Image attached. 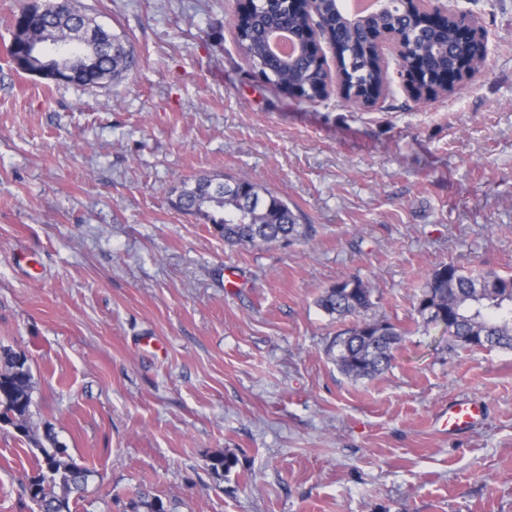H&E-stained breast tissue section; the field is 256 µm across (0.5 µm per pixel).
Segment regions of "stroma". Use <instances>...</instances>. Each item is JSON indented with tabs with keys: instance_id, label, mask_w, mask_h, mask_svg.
<instances>
[{
	"instance_id": "stroma-1",
	"label": "stroma",
	"mask_w": 512,
	"mask_h": 512,
	"mask_svg": "<svg viewBox=\"0 0 512 512\" xmlns=\"http://www.w3.org/2000/svg\"><path fill=\"white\" fill-rule=\"evenodd\" d=\"M0 0V347L25 353L33 424L90 476L73 512H512V350L454 346L413 303L439 264L512 273V0H448L487 60L431 102L363 110L265 83L238 0H79L138 66L97 86L17 71ZM200 175L250 176L316 234L228 247L173 206ZM358 276L403 333L355 380L320 309ZM462 399L484 420L448 434ZM217 452L236 466L207 468ZM28 444L0 424V512H36Z\"/></svg>"
}]
</instances>
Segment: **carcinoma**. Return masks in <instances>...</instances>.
<instances>
[{
	"label": "carcinoma",
	"mask_w": 512,
	"mask_h": 512,
	"mask_svg": "<svg viewBox=\"0 0 512 512\" xmlns=\"http://www.w3.org/2000/svg\"><path fill=\"white\" fill-rule=\"evenodd\" d=\"M323 22L334 33L337 45L346 52L348 77L359 83L377 78L368 38L361 28H352L336 12L334 0H322ZM396 22L407 26L410 19L398 3L391 11L373 20ZM55 28L54 38L75 44L92 31L103 42L95 62L84 54L69 61L71 71L78 73L79 85H99L118 80L137 64L127 37L107 34L95 19L76 7L75 3L52 15L33 14L26 17L22 35L23 46L29 47L43 39L41 27ZM298 24L275 0H260L251 19L238 27L237 39L251 62L266 80L275 85L292 84L307 92L319 91L323 80L322 65L311 58L283 64L268 57L263 33L269 29ZM456 48L452 35L422 29L415 33L414 49L424 54L429 68L446 71ZM175 207L211 226L213 232L234 246L262 248L271 244L291 245L315 233L312 224H301L288 203L274 192L248 177H226L216 181L200 177L182 181L174 189ZM325 289L316 304L326 314L339 318L355 317L356 325L345 329L331 343L334 361L347 376L357 380L372 378L386 370L393 358V349L401 339L395 325L387 321L364 318L373 305V288L359 277ZM415 310L426 324L436 323L438 316H449L446 328L454 341L467 348L512 350V275L494 270L465 273L453 263H443L422 284L416 296ZM34 382L28 359H18L17 352L0 349V423L12 426L19 437L30 444L37 464V473L27 486L29 498L38 512H72L71 495L80 494L89 470L77 463L59 442L53 429L44 426L43 434L34 431L32 423ZM236 459L223 453L208 458L207 467L215 475L230 471ZM130 512H167L161 498L143 491L129 502Z\"/></svg>",
	"instance_id": "cac0c4a2"
}]
</instances>
